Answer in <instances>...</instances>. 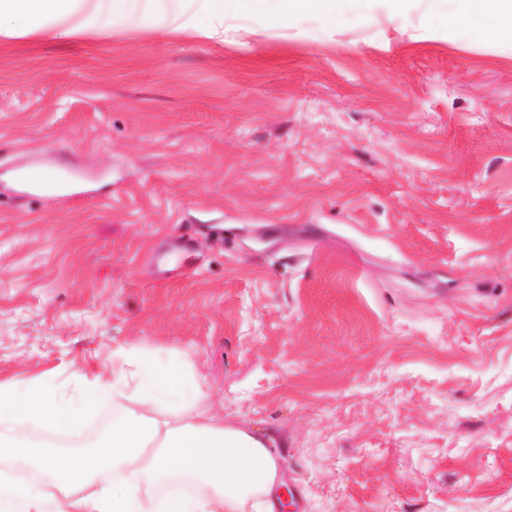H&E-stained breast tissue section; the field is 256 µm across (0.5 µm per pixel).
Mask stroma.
<instances>
[{
  "label": "stroma",
  "mask_w": 512,
  "mask_h": 512,
  "mask_svg": "<svg viewBox=\"0 0 512 512\" xmlns=\"http://www.w3.org/2000/svg\"><path fill=\"white\" fill-rule=\"evenodd\" d=\"M142 344L274 438L288 512H512V57L426 0L0 39V379ZM17 175V182L21 190L28 194L32 192H44L50 189H59L69 195L82 193L79 180L62 177L58 168L35 163Z\"/></svg>",
  "instance_id": "stroma-1"
}]
</instances>
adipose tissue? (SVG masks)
Masks as SVG:
<instances>
[{"label": "adipose tissue", "instance_id": "obj_1", "mask_svg": "<svg viewBox=\"0 0 512 512\" xmlns=\"http://www.w3.org/2000/svg\"><path fill=\"white\" fill-rule=\"evenodd\" d=\"M428 25L459 46L512 54V0H429ZM372 0H0V37L75 40L108 27L224 44V21L273 27L313 13L365 17ZM118 368L0 381V512H275L281 457L270 438L201 403L189 352L116 347ZM34 481L20 479L15 464Z\"/></svg>", "mask_w": 512, "mask_h": 512}]
</instances>
